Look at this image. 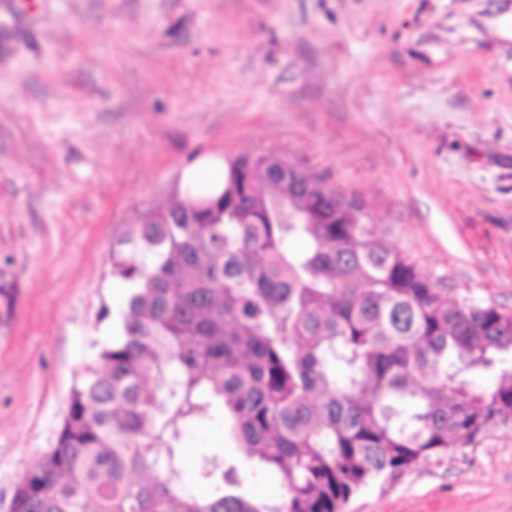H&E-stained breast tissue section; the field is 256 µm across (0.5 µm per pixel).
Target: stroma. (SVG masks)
I'll return each mask as SVG.
<instances>
[{
  "label": "stroma",
  "instance_id": "stroma-1",
  "mask_svg": "<svg viewBox=\"0 0 512 512\" xmlns=\"http://www.w3.org/2000/svg\"><path fill=\"white\" fill-rule=\"evenodd\" d=\"M276 153L356 199L449 298L512 312V0H0V512L111 336L126 225L187 168ZM264 502L222 417L184 425ZM344 512H512V425Z\"/></svg>",
  "mask_w": 512,
  "mask_h": 512
}]
</instances>
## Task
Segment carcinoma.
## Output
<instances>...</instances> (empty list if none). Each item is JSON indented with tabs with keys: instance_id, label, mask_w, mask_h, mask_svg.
Wrapping results in <instances>:
<instances>
[{
	"instance_id": "cac0c4a2",
	"label": "carcinoma",
	"mask_w": 512,
	"mask_h": 512,
	"mask_svg": "<svg viewBox=\"0 0 512 512\" xmlns=\"http://www.w3.org/2000/svg\"><path fill=\"white\" fill-rule=\"evenodd\" d=\"M274 154L112 243L129 285L9 512H343L359 489L512 424V313L452 301L362 206ZM490 373L476 391L469 377ZM224 416L268 504L184 487L181 426Z\"/></svg>"
}]
</instances>
